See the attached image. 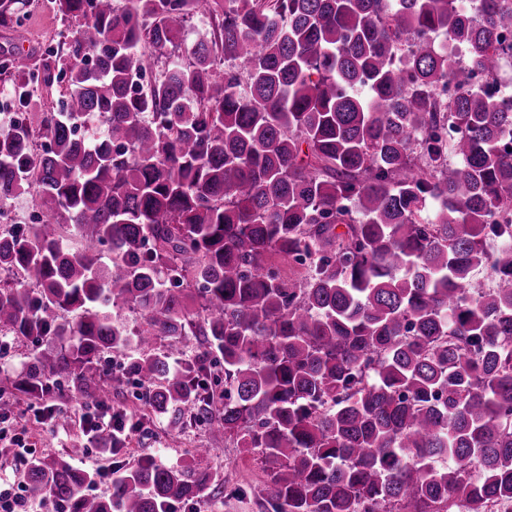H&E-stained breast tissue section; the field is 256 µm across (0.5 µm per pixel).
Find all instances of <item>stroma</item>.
I'll return each mask as SVG.
<instances>
[{"instance_id": "stroma-1", "label": "stroma", "mask_w": 512, "mask_h": 512, "mask_svg": "<svg viewBox=\"0 0 512 512\" xmlns=\"http://www.w3.org/2000/svg\"><path fill=\"white\" fill-rule=\"evenodd\" d=\"M21 16L22 25L0 26V64L5 62L6 52L28 48L32 51V70L42 72L52 50L59 47L63 22L53 0H29ZM56 401L65 418L50 424L38 422L30 409L31 398L17 391L0 396V414H8L17 430L27 432L35 445V456L61 457L85 469L110 465L111 451L94 447L79 425L84 406L71 401L65 388L60 389ZM109 402L144 423L143 430L126 440L121 457L124 466H132L143 456L175 466L185 462L187 449L204 444L208 451L197 456L194 464L201 470L223 471L224 486L220 493L198 501L197 512H265L257 490L274 465L261 453H247L232 444L211 440L199 421L180 429L168 428L166 417L150 412L140 387L134 383L113 385Z\"/></svg>"}]
</instances>
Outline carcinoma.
<instances>
[{"mask_svg":"<svg viewBox=\"0 0 512 512\" xmlns=\"http://www.w3.org/2000/svg\"><path fill=\"white\" fill-rule=\"evenodd\" d=\"M54 3L63 99L0 126V211L45 215L0 226V336L52 344L13 389L98 403L134 344L154 412L278 465L272 512H512V100L470 83L512 0ZM25 477L59 512L224 485L151 457L107 497L61 457Z\"/></svg>","mask_w":512,"mask_h":512,"instance_id":"obj_1","label":"carcinoma"}]
</instances>
